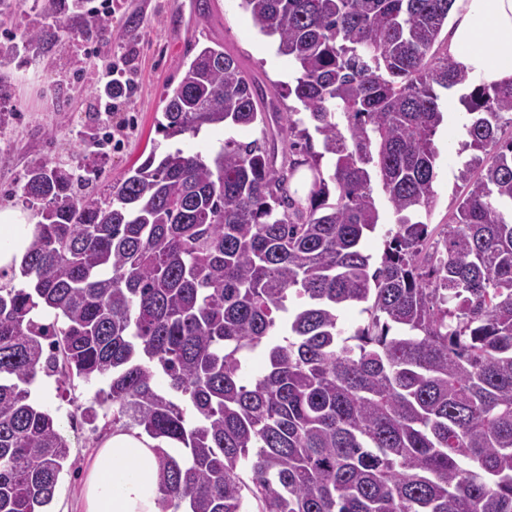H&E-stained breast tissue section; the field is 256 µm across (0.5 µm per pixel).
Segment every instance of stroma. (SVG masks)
Wrapping results in <instances>:
<instances>
[{
    "label": "stroma",
    "mask_w": 512,
    "mask_h": 512,
    "mask_svg": "<svg viewBox=\"0 0 512 512\" xmlns=\"http://www.w3.org/2000/svg\"><path fill=\"white\" fill-rule=\"evenodd\" d=\"M173 0H112L113 38L110 49L98 57L88 56L92 41L81 36L63 35L56 53L40 55L36 45L19 49L27 64L12 69L11 78L0 90V107L11 111L12 121L0 128V189L19 183L28 163L37 157L55 158L76 154L88 156L96 128L89 117V106L99 89L94 80L97 70L110 65L121 55H131L136 87L113 123H126L120 144L99 157L102 181L111 184L121 179L131 165L148 155L156 139V121L162 112V99L179 83L187 64L198 48L223 44L234 55L259 92L272 95L290 81L294 66L287 56L278 54L276 41L262 34L241 0H193L195 21L181 49L169 41L170 25L180 18ZM138 21L137 35L127 39L122 22L127 17ZM232 136L242 142L260 138L258 126H214L198 137L181 140L190 151L209 153ZM466 136L454 114H446L436 135L440 155L434 184L436 199L421 219L430 228L447 223L454 201L462 191L457 179L463 162L457 147ZM96 383L79 384L74 390L58 389L55 378L40 377L32 387V397L47 408L58 422L70 446V455L59 477L50 512H84V489L89 464L97 451L102 431L82 420L81 409L94 394Z\"/></svg>",
    "instance_id": "35a3bbf8"
}]
</instances>
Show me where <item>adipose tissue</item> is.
<instances>
[{
  "instance_id": "obj_1",
  "label": "adipose tissue",
  "mask_w": 512,
  "mask_h": 512,
  "mask_svg": "<svg viewBox=\"0 0 512 512\" xmlns=\"http://www.w3.org/2000/svg\"><path fill=\"white\" fill-rule=\"evenodd\" d=\"M448 55L476 85L512 82V0H455ZM37 219L0 207V269L20 264ZM148 437L108 435L90 464L85 512H158L157 462Z\"/></svg>"
}]
</instances>
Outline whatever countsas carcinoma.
<instances>
[{"instance_id": "carcinoma-1", "label": "carcinoma", "mask_w": 512, "mask_h": 512, "mask_svg": "<svg viewBox=\"0 0 512 512\" xmlns=\"http://www.w3.org/2000/svg\"><path fill=\"white\" fill-rule=\"evenodd\" d=\"M84 2L20 40L109 42ZM453 3L242 0L293 61L298 106L206 46L157 131L261 138L156 144L94 198L89 159L31 160L14 195L36 231L0 270V512H47L68 461L40 373L101 383L82 415L155 441L160 512H512V84L468 92L436 53ZM16 58L0 42V84ZM439 88L462 91L471 156L435 239L416 216L436 198ZM379 193L396 228L374 268ZM350 306L366 320L347 336Z\"/></svg>"}]
</instances>
